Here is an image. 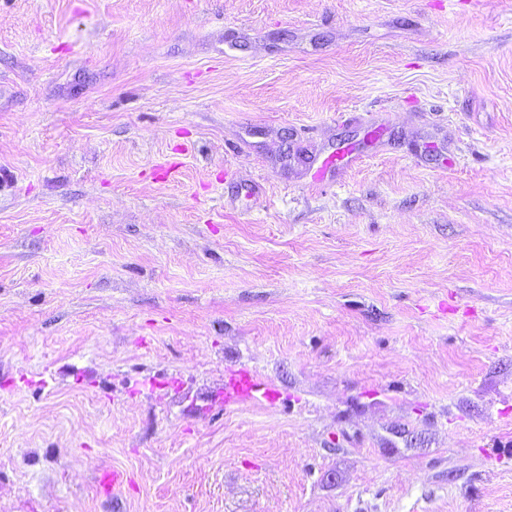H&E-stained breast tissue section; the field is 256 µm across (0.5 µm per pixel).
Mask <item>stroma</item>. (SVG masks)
<instances>
[{"mask_svg":"<svg viewBox=\"0 0 512 512\" xmlns=\"http://www.w3.org/2000/svg\"><path fill=\"white\" fill-rule=\"evenodd\" d=\"M0 512H512V0H0ZM275 390L272 385L264 381L255 372L240 371L238 377L224 385V405L240 401L273 400Z\"/></svg>","mask_w":512,"mask_h":512,"instance_id":"35a3bbf8","label":"stroma"}]
</instances>
